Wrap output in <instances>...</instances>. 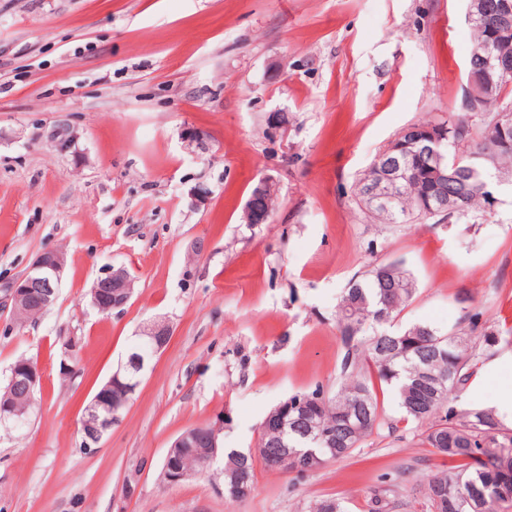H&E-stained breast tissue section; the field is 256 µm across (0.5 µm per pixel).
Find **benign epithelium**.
Returning a JSON list of instances; mask_svg holds the SVG:
<instances>
[{
  "mask_svg": "<svg viewBox=\"0 0 512 512\" xmlns=\"http://www.w3.org/2000/svg\"><path fill=\"white\" fill-rule=\"evenodd\" d=\"M512 74V61L499 58L488 62L481 73L470 72L468 86L464 91L463 107L467 112H476L479 93L491 87L495 79ZM49 138L61 152L74 146V138L68 128L58 126L50 132ZM402 175L398 170L385 176V182L372 187L369 196L375 200H393L395 182ZM276 185L269 178H262L253 187L244 208L242 221L245 224H263L268 213L265 206L275 195ZM64 253L56 248L42 251L29 269L7 288L12 310L16 311L32 304L45 310L54 304L65 269ZM134 279L124 268L114 269L100 277L91 289L94 307L103 313L125 306L133 293ZM171 336L169 326L155 322L140 337L145 348H134L121 364L98 389L85 408L81 419L83 443L87 448L96 447L111 430L126 409L131 396L136 393L146 366L167 345ZM42 372L38 365L25 362L12 367L7 391L22 390L29 397L37 394L41 385ZM29 415L18 408L10 399L0 400V436H10L19 427L28 423ZM221 450L218 426L205 425L190 428L181 433L169 447L162 468L164 481L179 484L197 474L186 466V460L196 458L206 466L211 465ZM275 469L281 473H296L298 465L295 454L284 448L277 455Z\"/></svg>",
  "mask_w": 512,
  "mask_h": 512,
  "instance_id": "7a95c632",
  "label": "benign epithelium"
}]
</instances>
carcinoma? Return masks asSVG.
Wrapping results in <instances>:
<instances>
[{"instance_id": "carcinoma-1", "label": "carcinoma", "mask_w": 512, "mask_h": 512, "mask_svg": "<svg viewBox=\"0 0 512 512\" xmlns=\"http://www.w3.org/2000/svg\"><path fill=\"white\" fill-rule=\"evenodd\" d=\"M501 0H483V15L471 25L474 41L468 69L488 59L512 60V33L493 36ZM512 92L485 95L481 112L450 113L434 121L444 133L438 148L424 144L417 155L384 148L360 179L356 195L371 217L383 224H406L414 219L459 223L475 221L494 209L487 175L512 183ZM448 170V184L439 189L425 162ZM410 173L399 186V197L385 206L373 205L366 188L394 168ZM448 196V210L439 209L438 194ZM417 292L411 274L397 261L379 263L366 274L352 277L338 304V331L343 350L336 391L324 386L288 397L284 431L263 435L257 448L266 467L281 448L293 451L299 470L304 456L314 451L330 460L346 458L371 438L400 437V425L423 428L421 443L443 459L441 467L415 488L427 512H512V495L498 492L512 486V429L490 410L459 409L460 395L472 384L484 361L503 343L512 342V328H483L472 314L467 324L443 331L426 322L394 330V322ZM393 390L403 416H387L378 393ZM239 468L255 489L253 457L224 451V470ZM371 496V512H393L401 506L400 485L388 474Z\"/></svg>"}]
</instances>
